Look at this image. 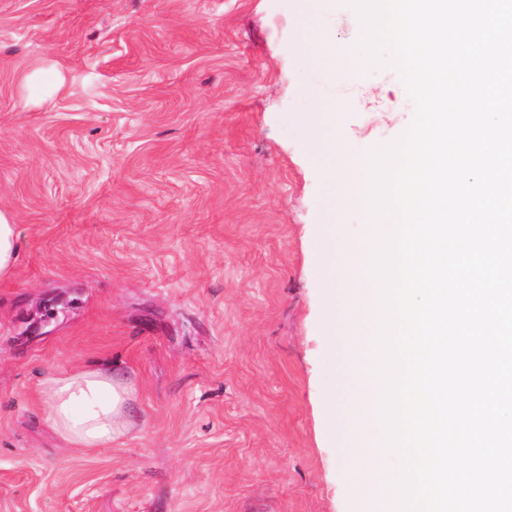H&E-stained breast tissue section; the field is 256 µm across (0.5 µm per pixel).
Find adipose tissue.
<instances>
[{
    "mask_svg": "<svg viewBox=\"0 0 512 512\" xmlns=\"http://www.w3.org/2000/svg\"><path fill=\"white\" fill-rule=\"evenodd\" d=\"M39 396L42 424L67 447L107 449L131 429L136 388L112 365L48 371Z\"/></svg>",
    "mask_w": 512,
    "mask_h": 512,
    "instance_id": "obj_1",
    "label": "adipose tissue"
}]
</instances>
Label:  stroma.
Returning a JSON list of instances; mask_svg holds the SVG:
<instances>
[{
  "instance_id": "obj_1",
  "label": "stroma",
  "mask_w": 512,
  "mask_h": 512,
  "mask_svg": "<svg viewBox=\"0 0 512 512\" xmlns=\"http://www.w3.org/2000/svg\"><path fill=\"white\" fill-rule=\"evenodd\" d=\"M323 34L356 45L347 0H0V512H358L318 252L363 218L329 144L414 105L394 68L302 52ZM100 363L134 427L66 447L37 383ZM19 224H15L13 215L0 210V279L10 277L18 258Z\"/></svg>"
}]
</instances>
